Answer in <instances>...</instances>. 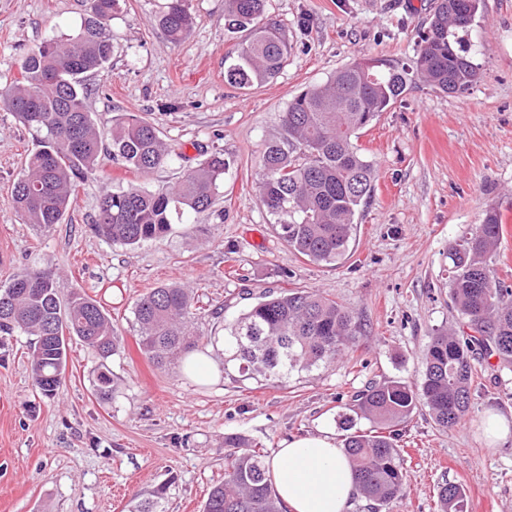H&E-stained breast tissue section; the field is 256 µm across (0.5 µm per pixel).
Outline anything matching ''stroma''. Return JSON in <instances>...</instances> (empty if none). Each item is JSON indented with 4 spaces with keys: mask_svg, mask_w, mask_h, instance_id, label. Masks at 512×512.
Returning a JSON list of instances; mask_svg holds the SVG:
<instances>
[{
    "mask_svg": "<svg viewBox=\"0 0 512 512\" xmlns=\"http://www.w3.org/2000/svg\"><path fill=\"white\" fill-rule=\"evenodd\" d=\"M89 0H0V89L24 54L71 34ZM166 0H120L112 63L87 101L101 130L134 113L155 123L176 158L147 175L101 159L62 223L47 233L9 205L32 147L0 107V288L24 268L53 264L61 299L83 292L118 329L108 360L72 341L65 381L51 399L33 387L30 338L0 337V512H130L165 487L158 512H202L224 478V435L239 432L274 456L281 442L326 430L372 381H421L420 354L435 330L461 329L448 294V244L512 211V0H482L468 38L480 77L462 94L414 84L359 134L374 162V190L348 256L314 263L280 241L258 198L262 145L289 101L362 57L412 65L435 0H268L292 47L268 83L240 90L224 70L241 41L224 29V0H188L193 26L171 41L156 18ZM230 166L214 206L183 215L170 233L134 247L93 234L104 189L174 184L213 152ZM187 284L200 305L203 351L226 365L202 384L139 350L133 307L151 288ZM316 290L349 307L364 332L328 368L286 384L241 379L224 350V323L266 293ZM114 392H95L100 365ZM468 415L443 429L426 407L399 427L405 491L386 512H438L443 483L461 488L465 512H512V439H486V416L512 410V371L477 357Z\"/></svg>",
    "mask_w": 512,
    "mask_h": 512,
    "instance_id": "stroma-1",
    "label": "stroma"
}]
</instances>
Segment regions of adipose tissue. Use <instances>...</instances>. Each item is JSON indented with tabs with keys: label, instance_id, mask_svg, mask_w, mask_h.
I'll return each instance as SVG.
<instances>
[{
	"label": "adipose tissue",
	"instance_id": "obj_1",
	"mask_svg": "<svg viewBox=\"0 0 512 512\" xmlns=\"http://www.w3.org/2000/svg\"><path fill=\"white\" fill-rule=\"evenodd\" d=\"M268 474L289 512H347L356 494L349 459L324 431L283 442Z\"/></svg>",
	"mask_w": 512,
	"mask_h": 512
}]
</instances>
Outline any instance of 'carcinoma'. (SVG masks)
<instances>
[{
    "mask_svg": "<svg viewBox=\"0 0 512 512\" xmlns=\"http://www.w3.org/2000/svg\"><path fill=\"white\" fill-rule=\"evenodd\" d=\"M481 0H437L428 30L420 38L412 67L389 59L363 57L322 84L295 96L278 129L264 140L259 201L274 219L272 228L290 249L315 263L343 259L355 240L357 215L370 197L374 162L357 144L369 126L408 88L422 81L452 94L466 92L479 66L465 46ZM119 0H91L75 34L49 38L24 56L21 79L0 94V102L32 133L21 176L9 204L24 221L47 230L59 224L79 183L93 173L103 153L123 168L149 173L172 160L171 148L154 123L133 113L113 120L110 142L89 111L87 81L112 60V20ZM267 0H224V27L244 34L224 79L240 89L274 79L291 46L282 27L268 18ZM171 40L181 41L192 26L188 0H167L158 17ZM230 162L210 154L175 185L147 190L130 184L103 194L91 230L114 245L136 246L171 231L174 214L211 208ZM495 213L448 245L449 298L466 319L462 333L438 330L421 355L422 379L372 382L358 392L337 420L346 432L343 451L353 464L357 494L370 512H382L403 495L404 472L394 428L423 405L444 429L462 421L470 408L472 360L486 350L512 365V286L492 275L490 263L500 239ZM51 265L16 273L0 289V335L18 331L32 337L30 375L47 398L63 384L71 339L102 360L117 351L112 318L97 300L75 292L63 303ZM190 289L164 284L133 307L141 353L158 367L179 362L204 339L194 327ZM229 361L250 378L285 382L293 372L327 368L362 334L354 313L317 291L298 288L268 293L224 325ZM106 364L96 392L113 394ZM372 424L358 427V420ZM440 512H464L461 489L444 484ZM203 512H280L266 477V460L245 435L224 434V480L208 495Z\"/></svg>",
    "mask_w": 512,
    "mask_h": 512,
    "instance_id": "1",
    "label": "carcinoma"
}]
</instances>
